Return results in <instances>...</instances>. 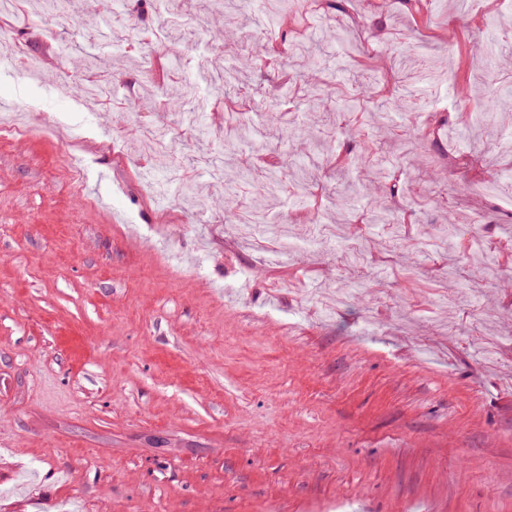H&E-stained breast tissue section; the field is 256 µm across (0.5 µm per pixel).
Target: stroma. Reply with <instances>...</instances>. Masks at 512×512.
I'll return each mask as SVG.
<instances>
[{
	"label": "stroma",
	"instance_id": "obj_1",
	"mask_svg": "<svg viewBox=\"0 0 512 512\" xmlns=\"http://www.w3.org/2000/svg\"><path fill=\"white\" fill-rule=\"evenodd\" d=\"M146 3L40 7L66 59L33 82L0 66V108L31 109L26 136L0 138V512H512V31L490 52L485 29L512 0H428L432 39L402 0L299 16L306 51L279 60L297 85L277 125L258 115L255 143L231 133L243 113L215 111L208 58L244 70L228 99L277 94L276 73L242 65L262 0L225 18L212 0ZM29 20L0 25V54L41 61ZM461 25L468 98L449 86L416 110L378 88L411 74L415 49L443 62ZM141 58L194 85L185 111L152 96ZM85 74L98 96L53 93ZM309 80L332 96L306 99ZM57 120L86 126L74 151ZM142 125L172 167L140 156ZM220 147L216 177L203 159ZM370 149L396 160L398 195L364 166ZM270 165L287 178L268 224L227 223L258 205ZM491 175L495 198L458 195ZM313 224L318 245L284 247Z\"/></svg>",
	"mask_w": 512,
	"mask_h": 512
}]
</instances>
